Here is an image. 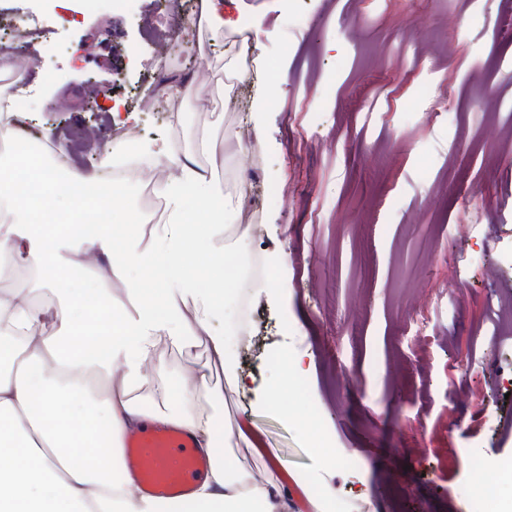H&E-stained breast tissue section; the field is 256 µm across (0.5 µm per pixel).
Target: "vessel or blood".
Returning <instances> with one entry per match:
<instances>
[{
  "label": "vessel or blood",
  "mask_w": 512,
  "mask_h": 512,
  "mask_svg": "<svg viewBox=\"0 0 512 512\" xmlns=\"http://www.w3.org/2000/svg\"><path fill=\"white\" fill-rule=\"evenodd\" d=\"M193 446L192 438L175 427H149L126 441L122 467L155 502L184 501L210 469L209 460L196 455Z\"/></svg>",
  "instance_id": "1"
}]
</instances>
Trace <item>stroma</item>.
Returning <instances> with one entry per match:
<instances>
[{"label":"stroma","instance_id":"35a3bbf8","mask_svg":"<svg viewBox=\"0 0 512 512\" xmlns=\"http://www.w3.org/2000/svg\"><path fill=\"white\" fill-rule=\"evenodd\" d=\"M216 4L247 45L187 26L198 0H0V19L45 30L21 44L26 133L68 152L84 129L63 167L101 178L115 129L176 155L208 134L236 225L250 184L241 258L269 269L268 290L212 329L232 332L251 389L216 371L213 398L177 388L167 404L245 425L255 445L229 464L277 475L294 512L301 475L327 480L338 512H471L486 473L512 465V334L497 331L512 299V0ZM172 84L188 93L176 112L135 106ZM177 174L129 183L116 239L166 221L154 185ZM296 353L294 378L282 361Z\"/></svg>","mask_w":512,"mask_h":512}]
</instances>
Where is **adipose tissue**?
I'll list each match as a JSON object with an SVG mask.
<instances>
[{
	"instance_id": "1",
	"label": "adipose tissue",
	"mask_w": 512,
	"mask_h": 512,
	"mask_svg": "<svg viewBox=\"0 0 512 512\" xmlns=\"http://www.w3.org/2000/svg\"><path fill=\"white\" fill-rule=\"evenodd\" d=\"M194 149L209 156L211 169L189 157L174 160L166 142L146 147L154 162L173 160L180 169L176 181L156 186L168 217L147 243L137 236L116 243L108 223L80 237L69 225L52 223L63 197L80 223L92 221L97 202L123 207L122 196L92 176L54 173L29 151L13 153L11 166L41 182L37 196L0 176V269L23 263L61 273L81 262L101 283L92 298L69 296L56 309L36 289L0 290V334L7 340L0 351V512H162L139 497L130 479L112 475L126 436L149 422L177 425L212 462L182 512H253L257 504L263 512H288L275 476L259 482L225 463L228 449L252 445L238 422L219 423L196 410L168 413L161 404L172 394L171 382L147 373L165 349L202 342L207 368H186L185 386L209 396L206 372L219 369L235 390L250 389L247 376L232 368L230 336L211 330L224 303L219 247L230 218L215 172L223 151L206 136ZM201 257L210 260L208 288L190 271ZM121 265L154 267L161 292L128 288L113 295L108 270ZM148 399L153 408L145 407Z\"/></svg>"
}]
</instances>
